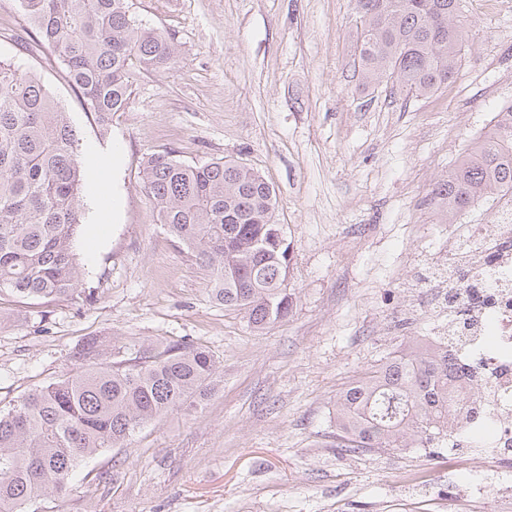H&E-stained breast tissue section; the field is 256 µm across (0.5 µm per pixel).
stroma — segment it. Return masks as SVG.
Returning a JSON list of instances; mask_svg holds the SVG:
<instances>
[{"label": "stroma", "instance_id": "1", "mask_svg": "<svg viewBox=\"0 0 512 512\" xmlns=\"http://www.w3.org/2000/svg\"><path fill=\"white\" fill-rule=\"evenodd\" d=\"M169 37L161 71L134 68L108 131L0 0V57L39 73L68 112L88 173L75 254L88 303L0 296V401L69 373L82 342H194L219 384L197 409L145 425L74 473L39 512H497L512 461L487 448L333 447L339 392L447 319L428 257L451 245L432 189L512 100V0H462L461 65L428 97L363 88L354 0H132ZM232 159L274 186L289 245L288 317L258 332L210 294L142 186L146 158Z\"/></svg>", "mask_w": 512, "mask_h": 512}]
</instances>
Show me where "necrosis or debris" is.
<instances>
[{"label": "necrosis or debris", "instance_id": "obj_1", "mask_svg": "<svg viewBox=\"0 0 512 512\" xmlns=\"http://www.w3.org/2000/svg\"><path fill=\"white\" fill-rule=\"evenodd\" d=\"M456 249L442 261L448 286L442 300L447 321L438 323L428 344H447L457 366L470 356L483 375L462 376L451 392L478 390L486 409L483 428L498 441L512 439V192L498 194L482 224H459Z\"/></svg>", "mask_w": 512, "mask_h": 512}]
</instances>
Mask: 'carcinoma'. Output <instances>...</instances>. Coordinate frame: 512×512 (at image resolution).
<instances>
[{
	"mask_svg": "<svg viewBox=\"0 0 512 512\" xmlns=\"http://www.w3.org/2000/svg\"><path fill=\"white\" fill-rule=\"evenodd\" d=\"M41 44L107 131L124 110L131 62L160 71L171 42L142 26L128 0H19ZM353 44L361 84L389 83L418 96L448 87L462 59L461 0H355ZM141 179L160 221L210 273L212 297L256 330L285 319L288 245L272 222L276 193L234 160L186 164L149 155ZM79 138L41 77L0 60V294L22 301L87 302L72 244L84 223ZM512 190V109L468 152L433 197L451 218ZM79 366L0 405V512H27L66 493L85 459L124 444L145 424L201 405L217 381L214 356L184 339L113 352L86 339ZM457 369L448 347L397 351L336 398V447L440 448L467 429L470 400L448 397Z\"/></svg>",
	"mask_w": 512,
	"mask_h": 512,
	"instance_id": "obj_1",
	"label": "carcinoma"
}]
</instances>
